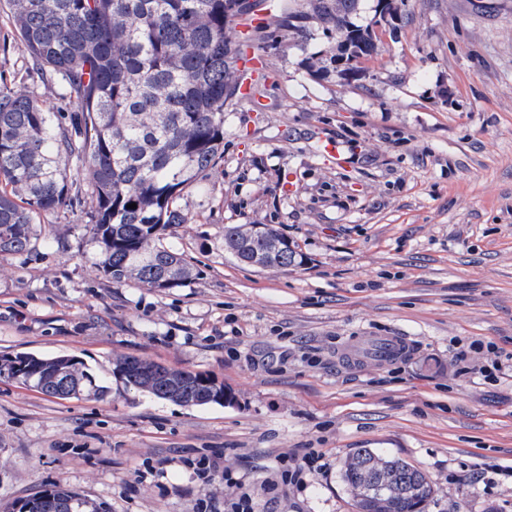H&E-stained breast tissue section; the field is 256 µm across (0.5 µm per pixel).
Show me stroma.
<instances>
[{"label":"stroma","mask_w":512,"mask_h":512,"mask_svg":"<svg viewBox=\"0 0 512 512\" xmlns=\"http://www.w3.org/2000/svg\"><path fill=\"white\" fill-rule=\"evenodd\" d=\"M356 76L321 29L255 28L268 80L224 117V156L165 231L193 270L178 287L117 285L88 243L90 203L35 225L0 261V355H76L106 388L60 400L0 380V512L59 484L108 512H198L248 494L253 512H355L346 455L400 456L435 485L427 512H512V0H407ZM0 78L65 111L28 69L0 0ZM330 138L340 161L320 155ZM230 224H271L306 257L246 266ZM52 230L53 246L42 235ZM413 355L347 362L364 336ZM471 371L458 357L470 342ZM135 357L210 376L231 405L188 407L126 386ZM318 460L301 485L280 456ZM202 457L217 471L203 482Z\"/></svg>","instance_id":"stroma-1"}]
</instances>
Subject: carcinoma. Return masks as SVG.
I'll return each mask as SVG.
<instances>
[{
  "mask_svg": "<svg viewBox=\"0 0 512 512\" xmlns=\"http://www.w3.org/2000/svg\"><path fill=\"white\" fill-rule=\"evenodd\" d=\"M28 61L59 83L70 112L0 80V259L30 248L33 226L71 202L83 182L90 196L89 245L104 276L174 288L190 277L183 256L163 242L180 224L178 201L224 154V112L239 85L235 0H6ZM281 0V26L306 23L339 39L353 59L375 50L373 25L350 16L359 0ZM136 208H129L130 204ZM254 239L276 250L274 269L303 256L270 224L229 225L230 249ZM127 386L164 401L205 406L207 376L134 357L116 361ZM52 398L96 396L104 386L75 355L0 356V379ZM71 384L60 391L62 380ZM341 479L356 512H425L434 486L403 458L356 448ZM29 512H106L77 492L50 485L18 500Z\"/></svg>",
  "mask_w": 512,
  "mask_h": 512,
  "instance_id": "obj_1",
  "label": "carcinoma"
}]
</instances>
